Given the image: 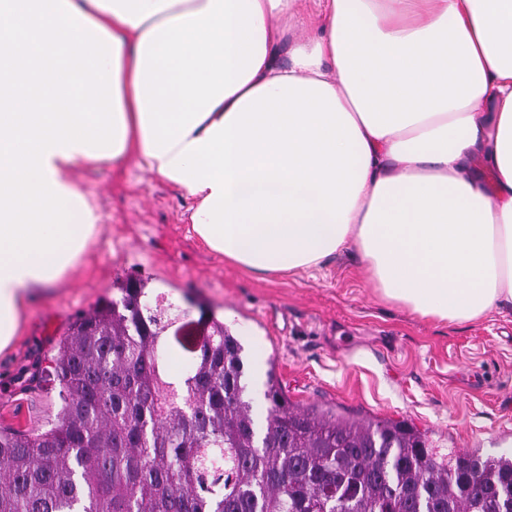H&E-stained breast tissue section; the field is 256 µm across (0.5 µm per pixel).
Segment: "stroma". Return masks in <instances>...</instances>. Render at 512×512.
<instances>
[{"label": "stroma", "instance_id": "1", "mask_svg": "<svg viewBox=\"0 0 512 512\" xmlns=\"http://www.w3.org/2000/svg\"><path fill=\"white\" fill-rule=\"evenodd\" d=\"M70 177L99 229L57 288L28 305L0 353V423L34 430L54 416L57 398L42 377L57 342L134 277L191 319L212 314L238 336L258 427L272 368L301 407L403 420L436 448L497 456L512 445L511 309L475 323L422 318L383 300L353 251L313 276L255 275L209 250L188 221L192 199L146 166L83 161Z\"/></svg>", "mask_w": 512, "mask_h": 512}]
</instances>
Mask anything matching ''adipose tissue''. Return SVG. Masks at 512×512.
Listing matches in <instances>:
<instances>
[{
    "label": "adipose tissue",
    "instance_id": "adipose-tissue-1",
    "mask_svg": "<svg viewBox=\"0 0 512 512\" xmlns=\"http://www.w3.org/2000/svg\"><path fill=\"white\" fill-rule=\"evenodd\" d=\"M136 159L252 272L356 250L441 322L512 305V0H0V352Z\"/></svg>",
    "mask_w": 512,
    "mask_h": 512
}]
</instances>
